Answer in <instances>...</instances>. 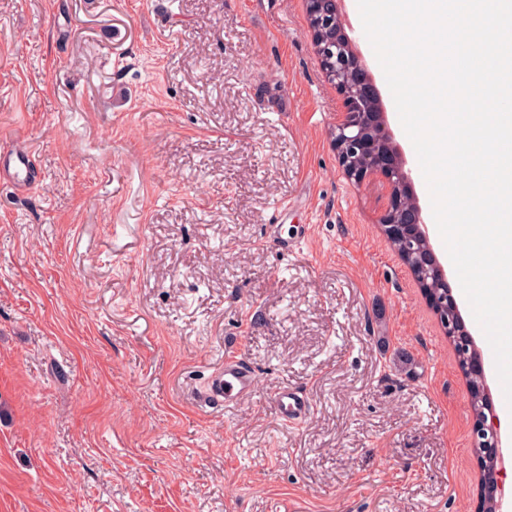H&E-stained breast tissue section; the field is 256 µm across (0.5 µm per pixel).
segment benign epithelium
Instances as JSON below:
<instances>
[{
  "instance_id": "1",
  "label": "benign epithelium",
  "mask_w": 512,
  "mask_h": 512,
  "mask_svg": "<svg viewBox=\"0 0 512 512\" xmlns=\"http://www.w3.org/2000/svg\"><path fill=\"white\" fill-rule=\"evenodd\" d=\"M342 0H306L320 14L313 29L315 51L328 78L342 96L344 112L336 124L334 144L338 160L356 181L381 178L389 188V204L381 223L388 235L404 241L403 250L413 251L417 236L428 239L425 217L415 194L412 177L405 169L403 153L394 145L387 126L386 107L367 72L364 58L342 21ZM474 447L496 464L482 470V481L500 489L499 474L506 469L499 452V425L493 408L474 420Z\"/></svg>"
}]
</instances>
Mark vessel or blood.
Returning a JSON list of instances; mask_svg holds the SVG:
<instances>
[{
    "label": "vessel or blood",
    "mask_w": 512,
    "mask_h": 512,
    "mask_svg": "<svg viewBox=\"0 0 512 512\" xmlns=\"http://www.w3.org/2000/svg\"><path fill=\"white\" fill-rule=\"evenodd\" d=\"M0 181L24 193L38 186L37 166L26 148L16 145L0 149ZM257 385L256 372L237 351L232 350L209 377L203 398L212 404L235 405L251 397ZM273 403L280 419L290 426L303 422L311 409L305 391L293 387L277 389Z\"/></svg>",
    "instance_id": "obj_1"
}]
</instances>
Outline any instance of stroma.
I'll return each instance as SVG.
<instances>
[{
	"label": "stroma",
	"instance_id": "obj_1",
	"mask_svg": "<svg viewBox=\"0 0 512 512\" xmlns=\"http://www.w3.org/2000/svg\"><path fill=\"white\" fill-rule=\"evenodd\" d=\"M342 110L305 0H0V147L41 175L0 184V512H476L467 382ZM232 343L257 391L206 406ZM0 180L20 192L39 185L38 171L32 154L19 145L0 149ZM273 403L280 419L287 425L303 422L311 409V404L302 389L282 387L273 395Z\"/></svg>",
	"mask_w": 512,
	"mask_h": 512
}]
</instances>
